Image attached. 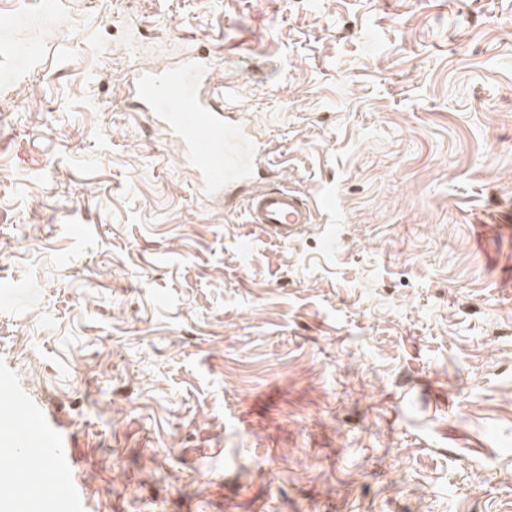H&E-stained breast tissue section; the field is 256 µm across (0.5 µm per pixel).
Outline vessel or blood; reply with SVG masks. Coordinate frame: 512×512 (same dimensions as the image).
I'll return each instance as SVG.
<instances>
[{"mask_svg": "<svg viewBox=\"0 0 512 512\" xmlns=\"http://www.w3.org/2000/svg\"><path fill=\"white\" fill-rule=\"evenodd\" d=\"M128 96L137 111L151 113L156 125L180 147L181 162L197 194L223 195L232 201L241 186H250L247 221L281 240L295 238L313 221L309 197L287 188L256 186L259 147L238 113L224 105L216 82V63L204 54L187 57L176 67H146L136 72ZM16 430L6 443L13 470L43 462L53 474L55 495L73 502V459L63 446L60 423L43 408L17 398Z\"/></svg>", "mask_w": 512, "mask_h": 512, "instance_id": "vessel-or-blood-1", "label": "vessel or blood"}]
</instances>
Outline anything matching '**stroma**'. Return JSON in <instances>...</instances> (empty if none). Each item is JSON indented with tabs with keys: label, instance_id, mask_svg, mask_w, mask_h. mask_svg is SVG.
Masks as SVG:
<instances>
[{
	"label": "stroma",
	"instance_id": "stroma-1",
	"mask_svg": "<svg viewBox=\"0 0 512 512\" xmlns=\"http://www.w3.org/2000/svg\"><path fill=\"white\" fill-rule=\"evenodd\" d=\"M45 2L0 0V372L80 512H512V0ZM144 30L219 64L301 236L132 111ZM245 202L247 224L280 240L294 239L313 223L311 199L288 188L256 187ZM16 403L19 406L16 430L4 442L10 448L12 469L30 471L32 461L43 462L53 473L55 496L66 501L72 509L75 499L70 479L73 458L67 448H63L62 425L20 394L16 396Z\"/></svg>",
	"mask_w": 512,
	"mask_h": 512
}]
</instances>
